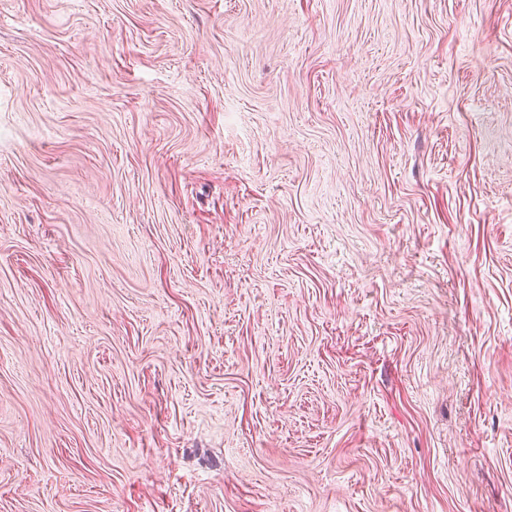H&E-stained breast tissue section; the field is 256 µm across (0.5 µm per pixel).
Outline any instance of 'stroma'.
Instances as JSON below:
<instances>
[{
    "label": "stroma",
    "instance_id": "stroma-1",
    "mask_svg": "<svg viewBox=\"0 0 512 512\" xmlns=\"http://www.w3.org/2000/svg\"><path fill=\"white\" fill-rule=\"evenodd\" d=\"M0 512H512V0H0Z\"/></svg>",
    "mask_w": 512,
    "mask_h": 512
}]
</instances>
